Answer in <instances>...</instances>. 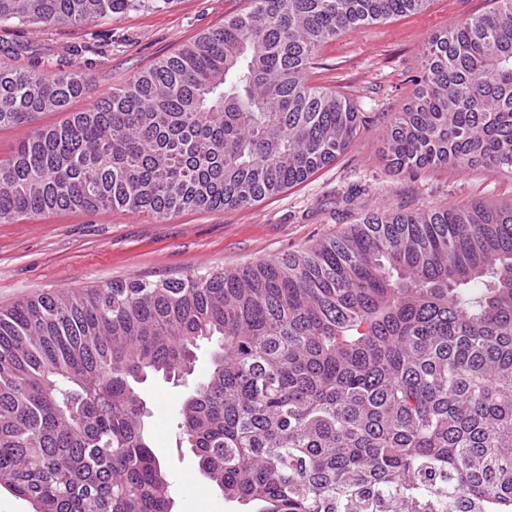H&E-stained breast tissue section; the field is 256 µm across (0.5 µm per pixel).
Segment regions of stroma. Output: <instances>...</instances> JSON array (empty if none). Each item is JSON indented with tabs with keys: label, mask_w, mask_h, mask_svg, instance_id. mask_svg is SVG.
Instances as JSON below:
<instances>
[{
	"label": "stroma",
	"mask_w": 512,
	"mask_h": 512,
	"mask_svg": "<svg viewBox=\"0 0 512 512\" xmlns=\"http://www.w3.org/2000/svg\"><path fill=\"white\" fill-rule=\"evenodd\" d=\"M246 6L247 0H171L158 10L130 8L84 26L46 30L11 20L0 23V60L92 79V95L73 100L68 111L36 119L40 126L58 125ZM490 7V0H432L423 13L357 26L326 44L309 80L350 98L364 129L334 162L261 203L163 219L122 208L60 211L0 224V308L62 288L159 281L275 260L338 234L378 207L512 200L510 174L452 167L413 174L392 168L385 153L384 115L411 101L427 43ZM209 367L204 343L193 375L176 384L152 378L144 386V423L171 486L172 512H242L209 489L190 448L178 443L179 404Z\"/></svg>",
	"instance_id": "stroma-1"
}]
</instances>
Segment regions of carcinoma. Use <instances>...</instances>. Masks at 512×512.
<instances>
[{"label":"carcinoma","instance_id":"cac0c4a2","mask_svg":"<svg viewBox=\"0 0 512 512\" xmlns=\"http://www.w3.org/2000/svg\"><path fill=\"white\" fill-rule=\"evenodd\" d=\"M85 112L0 159V223L252 205L358 137L309 83L345 30L430 0H248ZM170 0H0V22L81 26ZM92 80L0 61V128ZM398 170L512 172V0L435 34L389 118ZM481 288L469 291L472 282ZM211 367L179 439L253 512H512V201L378 208L277 260L55 291L0 309V488L34 512H172L149 445L150 375Z\"/></svg>","mask_w":512,"mask_h":512}]
</instances>
